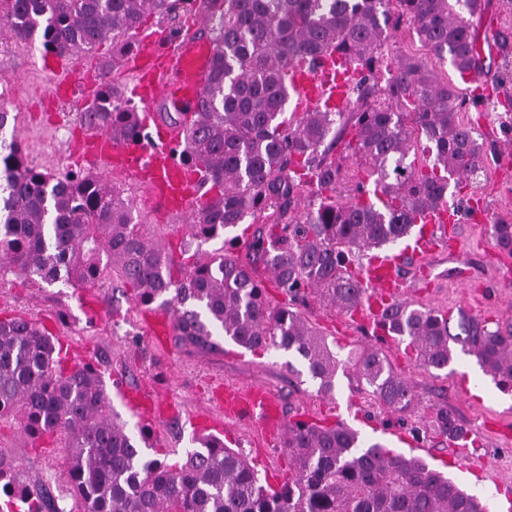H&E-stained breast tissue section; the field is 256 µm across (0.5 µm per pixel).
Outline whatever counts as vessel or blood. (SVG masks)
Segmentation results:
<instances>
[{"label": "vessel or blood", "instance_id": "1", "mask_svg": "<svg viewBox=\"0 0 512 512\" xmlns=\"http://www.w3.org/2000/svg\"><path fill=\"white\" fill-rule=\"evenodd\" d=\"M135 39L137 48L124 65L136 76L134 93L145 107L138 121L146 137L133 143L113 140L106 133H85L82 160L93 169L106 166L124 171L143 184L165 212L181 216L201 204L198 176L194 167L179 156L180 136L162 127L150 108L156 101L163 100L173 107L192 110L209 82L215 48L213 43L190 33L170 39L160 28L139 30ZM69 67V58L54 57L49 69L51 96L74 103L93 96L100 85L98 72L82 70L73 75ZM352 70L351 63L333 51L325 52L315 63L289 67L288 91L295 98L296 111L344 110L352 89ZM458 222L459 214L453 205L427 210L418 216L416 231L404 253L373 256L358 270L357 277L367 289L359 312L368 324L380 326L383 308L402 298V269L406 259H418L417 278L430 277L431 270L424 265V258L455 248ZM143 320L157 339L172 327V316L164 309H145ZM118 393L132 414L156 417L164 414L160 400L136 389L122 386ZM224 416L233 420L249 418L266 426L287 424L278 400L261 386L226 390Z\"/></svg>", "mask_w": 512, "mask_h": 512}]
</instances>
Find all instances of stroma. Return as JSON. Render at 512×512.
<instances>
[{
	"instance_id": "1",
	"label": "stroma",
	"mask_w": 512,
	"mask_h": 512,
	"mask_svg": "<svg viewBox=\"0 0 512 512\" xmlns=\"http://www.w3.org/2000/svg\"><path fill=\"white\" fill-rule=\"evenodd\" d=\"M505 29L512 30V0H486L476 32L489 55L477 85L493 89L490 98L475 92V85L462 83L449 62L438 60L422 47L408 24L391 30L384 46L385 53L397 59L421 57L435 78L458 85L466 100L461 118L481 135L488 160L469 186L448 194L449 201L463 213L470 200L480 199L491 216L512 215V112L499 116L492 111L494 99L512 96V81L503 77L505 61L495 52L498 35ZM45 59L41 51L15 46L6 30L0 29V77L8 84V97L0 99V109L15 114L16 136L31 167L51 173L77 170L81 164L70 146L82 132L79 108L67 102H48ZM96 174L134 198L136 220L149 237L178 251L191 216L168 215L149 198L142 184L122 173L100 168ZM488 230L485 224L460 223L456 248L431 257L433 271L428 280L415 281L413 268L405 267L406 301L453 314L462 310L486 320L490 329L512 331V270L503 267L502 255L493 247ZM297 310L307 324L335 342L339 357L365 346L382 348L394 371L412 386L419 400L416 413L402 419L370 404L342 373L336 377L333 395H317L315 385L299 377L305 368L303 361L290 352L252 351L226 340L221 350L198 355L168 342H156L140 320L133 289L121 287L112 278L92 288L49 285L12 274L0 283V319L21 316L37 320L58 336L64 361L91 362L107 386L121 381L160 393L191 415L217 416L212 399L216 388L259 384L280 400L286 418L303 415L325 425L341 420L365 438L385 441L403 453L407 447L401 436L411 435L413 428L424 422L431 405L447 404L467 427L476 430L478 441L470 454L474 470L463 471L448 463L444 472L483 496L490 512H504L507 497H512V395L481 374L473 356L460 353L448 369L428 371L406 354L404 344L378 339L317 293H309ZM148 432L156 457L169 464L182 461L193 446L190 429L177 419L151 426ZM222 438L227 447L243 451L260 476L272 482L287 479L285 448L268 451L256 422H228ZM0 450L16 459L26 485L57 490L66 463L56 438L31 440L22 434L17 420L5 417L0 419Z\"/></svg>"
}]
</instances>
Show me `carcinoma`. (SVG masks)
<instances>
[{
  "instance_id": "1",
  "label": "carcinoma",
  "mask_w": 512,
  "mask_h": 512,
  "mask_svg": "<svg viewBox=\"0 0 512 512\" xmlns=\"http://www.w3.org/2000/svg\"><path fill=\"white\" fill-rule=\"evenodd\" d=\"M484 8L485 0H0V24L14 43L47 55L75 56L106 41L129 52L146 15L174 21L193 10L210 19L216 50L194 112L161 114L186 127L180 154L202 170L199 189L208 197L181 244L182 260L139 229L131 198L93 174L39 171L16 139L0 138V270L71 287L115 278L140 305L172 311L175 347L209 353L221 349L222 336L249 350L293 352L317 393L333 394L341 361L291 304L310 289L335 308L358 307L365 289L350 272L354 255L403 240L416 216L447 201L450 182L473 177L486 157L475 129L459 119L465 102L457 87L414 56L392 62L380 86L381 50L405 21L430 53L477 75L483 65L473 19ZM328 50L353 65L352 108L288 118V67ZM120 60L101 63L104 82L78 119L139 141L136 108L112 80ZM340 143L367 165L373 189L359 182L343 194L332 158ZM419 152L431 162L417 165ZM304 184L316 187L318 203L297 217ZM248 216L258 224L248 249L287 306L272 304L253 268L224 247L191 251L194 241L234 244L225 235ZM489 234L512 256L511 220L496 218ZM382 318L424 369L447 368L459 347L512 392V331L491 330L461 311L454 334L447 312L403 300ZM349 360L375 404L414 412L413 388L382 350L364 347ZM3 416L18 417L31 440L61 439L66 468L55 496L20 484L16 460L0 451V493L10 502L27 493L34 512H73L77 500L86 512H487L483 498L442 472L341 422L289 421L288 479L275 488L216 439H196L182 463L168 465L148 453L146 431L120 419L103 376L90 364L65 368L52 336L21 317L0 320ZM423 427L450 443L468 431L446 404L433 405Z\"/></svg>"
}]
</instances>
